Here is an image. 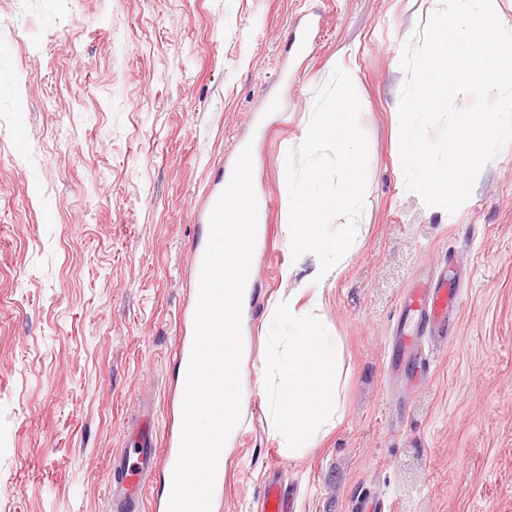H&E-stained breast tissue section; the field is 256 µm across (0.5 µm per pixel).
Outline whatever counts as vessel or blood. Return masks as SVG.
<instances>
[{
    "label": "vessel or blood",
    "mask_w": 512,
    "mask_h": 512,
    "mask_svg": "<svg viewBox=\"0 0 512 512\" xmlns=\"http://www.w3.org/2000/svg\"><path fill=\"white\" fill-rule=\"evenodd\" d=\"M462 301L461 290L455 281L442 280L429 286L419 284L407 293L395 329V340L400 358L419 356L418 335L421 330L434 334L447 332L448 322ZM180 338L175 354L180 367H187L194 337V312L186 310L179 316ZM181 416H173L162 442L140 438L138 461L129 465L119 463L112 472L107 494L115 512H140L148 480L154 471L173 473L181 441ZM259 512H290L288 494L279 485L268 486Z\"/></svg>",
    "instance_id": "1"
}]
</instances>
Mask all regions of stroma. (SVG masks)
I'll return each mask as SVG.
<instances>
[{
	"label": "stroma",
	"instance_id": "35a3bbf8",
	"mask_svg": "<svg viewBox=\"0 0 512 512\" xmlns=\"http://www.w3.org/2000/svg\"><path fill=\"white\" fill-rule=\"evenodd\" d=\"M440 0H0V512H111L112 459L143 395L162 435L177 384L178 316L199 216L244 144L271 207L245 333L241 418L221 512H258L269 481L297 512H512V146L453 213L394 166L392 66ZM312 43L287 46L295 22ZM356 69L369 143L348 264L314 311L339 353L340 419L302 455L273 430L288 323L286 157L316 89ZM287 122L264 109L281 74ZM281 111V112H282ZM463 300L422 340L420 380L389 370L402 297L444 266Z\"/></svg>",
	"mask_w": 512,
	"mask_h": 512
}]
</instances>
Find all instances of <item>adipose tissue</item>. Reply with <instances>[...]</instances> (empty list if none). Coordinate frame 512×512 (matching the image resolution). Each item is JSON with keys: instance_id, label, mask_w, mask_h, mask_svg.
Returning a JSON list of instances; mask_svg holds the SVG:
<instances>
[{"instance_id": "ef3b65f1", "label": "adipose tissue", "mask_w": 512, "mask_h": 512, "mask_svg": "<svg viewBox=\"0 0 512 512\" xmlns=\"http://www.w3.org/2000/svg\"><path fill=\"white\" fill-rule=\"evenodd\" d=\"M321 292L312 293L307 309L296 297L275 304L294 331L288 338V357L279 365V390L275 399V428L288 433V451L301 453L335 424L340 408L341 374L328 361L326 339L306 320L308 311L321 308Z\"/></svg>"}]
</instances>
